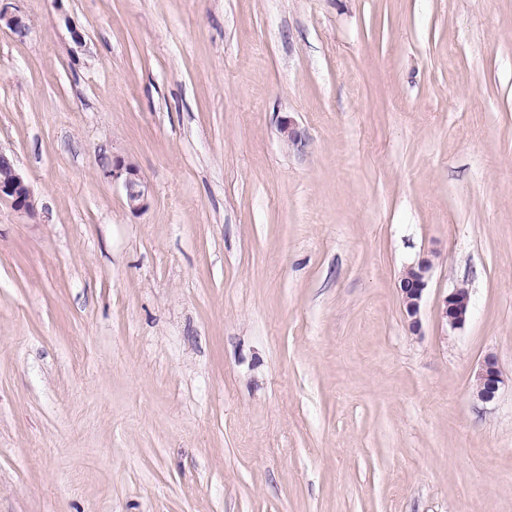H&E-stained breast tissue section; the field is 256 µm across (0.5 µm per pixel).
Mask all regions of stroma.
<instances>
[{
	"label": "stroma",
	"instance_id": "obj_1",
	"mask_svg": "<svg viewBox=\"0 0 512 512\" xmlns=\"http://www.w3.org/2000/svg\"><path fill=\"white\" fill-rule=\"evenodd\" d=\"M0 6V512H512V0ZM9 202L17 210L33 207L32 190L14 157L0 150V202ZM123 180L127 205L132 210H140L145 205L147 188L141 179L137 168L125 163L122 159L112 162V179ZM432 268L431 255L423 254L412 263L405 265L396 280V289L405 321L414 333L421 330V306ZM471 306V295L466 288H453L441 301L440 317L451 329L463 328ZM505 383L503 372L494 353H486L473 373V395L483 403L495 401Z\"/></svg>",
	"mask_w": 512,
	"mask_h": 512
}]
</instances>
